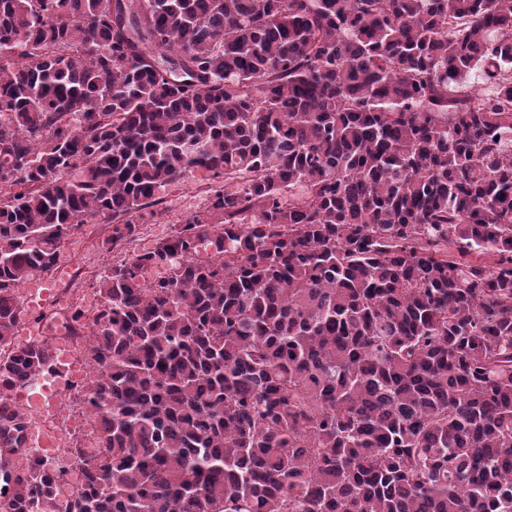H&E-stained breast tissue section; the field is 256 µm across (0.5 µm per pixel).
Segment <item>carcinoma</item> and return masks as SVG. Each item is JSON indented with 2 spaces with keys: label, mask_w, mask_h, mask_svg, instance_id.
I'll use <instances>...</instances> for the list:
<instances>
[{
  "label": "carcinoma",
  "mask_w": 512,
  "mask_h": 512,
  "mask_svg": "<svg viewBox=\"0 0 512 512\" xmlns=\"http://www.w3.org/2000/svg\"><path fill=\"white\" fill-rule=\"evenodd\" d=\"M196 169L99 284L101 456L0 512H512V0H0V448L17 288ZM210 174L203 169H196L185 181L169 186L160 196L163 203L154 207L163 212L153 224H141L137 241L130 247L137 251L151 248L160 238L171 231L174 224L182 222L188 216L201 212L208 202L207 187L214 185Z\"/></svg>",
  "instance_id": "cac0c4a2"
}]
</instances>
